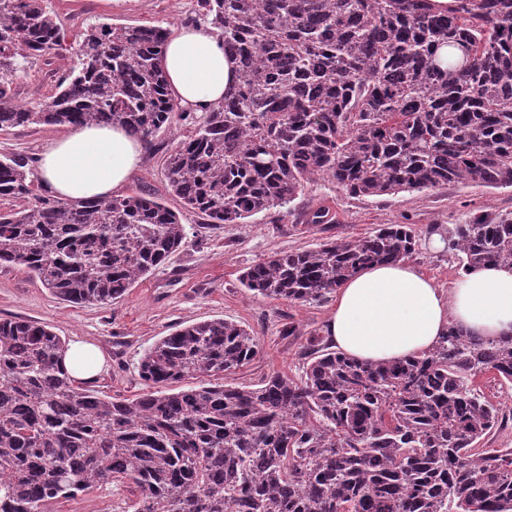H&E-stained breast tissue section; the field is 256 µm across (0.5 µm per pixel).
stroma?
Instances as JSON below:
<instances>
[{"mask_svg": "<svg viewBox=\"0 0 512 512\" xmlns=\"http://www.w3.org/2000/svg\"><path fill=\"white\" fill-rule=\"evenodd\" d=\"M68 34L83 26L108 22L116 25L189 24L195 0H47ZM68 66L67 60L34 63L15 79V100L25 104L49 96ZM59 126H25L0 131V156L13 153L36 157L46 140L62 134ZM181 130L172 127L158 134L160 148L145 153L128 190L166 195L164 159ZM325 206L332 223L306 224L302 213ZM512 213V189L442 186L392 196L353 198L334 183L321 180L308 186L294 204L244 224H228L185 244L152 275L139 280L109 306L78 305L55 297L33 274L12 265H0V320H35L49 325L65 341L77 339L97 346L106 366L94 388L103 395L134 398L143 382L138 374L146 349L176 329L213 319H226L252 329L261 352L250 365L234 374L235 384L251 386L266 375L283 372L299 376L305 335L325 333L334 299L298 304L257 296L242 288L239 276L259 259L276 251L303 250L325 240H356L379 224H410L419 232V249L411 262L450 288L457 279L455 263L446 250L429 245L431 225L447 233L453 225L485 212ZM298 335L285 336L286 324ZM124 489L108 487L73 500H61L52 512H129Z\"/></svg>", "mask_w": 512, "mask_h": 512, "instance_id": "1", "label": "stroma"}]
</instances>
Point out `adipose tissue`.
<instances>
[{
  "label": "adipose tissue",
  "mask_w": 512,
  "mask_h": 512,
  "mask_svg": "<svg viewBox=\"0 0 512 512\" xmlns=\"http://www.w3.org/2000/svg\"><path fill=\"white\" fill-rule=\"evenodd\" d=\"M160 67L179 106L200 114L235 79L222 36L202 22L173 28ZM144 152L121 126L87 125L47 140L36 166L54 197L103 199L127 186ZM452 325L484 338L512 335V268H479L446 293L408 263L365 268L338 288L327 334L349 357L388 361L419 355Z\"/></svg>",
  "instance_id": "1"
}]
</instances>
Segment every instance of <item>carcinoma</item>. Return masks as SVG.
Masks as SVG:
<instances>
[{
    "mask_svg": "<svg viewBox=\"0 0 512 512\" xmlns=\"http://www.w3.org/2000/svg\"><path fill=\"white\" fill-rule=\"evenodd\" d=\"M44 3L0 0V130L120 123L151 147L183 123L165 177L208 220L197 235L286 207L321 179L354 198L512 188V0H197L236 64L201 115L177 105L160 68L168 29L102 22L70 43ZM69 55L54 93L15 103L25 65ZM0 202V264L71 303L112 304L187 239L163 197L62 201L20 154L0 157ZM446 245L459 275L512 267V213L457 224ZM418 246L410 225L383 224L277 252L239 282L320 303ZM306 349L300 377L240 387L222 379L258 357L256 336L197 322L150 347L145 391L118 399L76 385L48 326L0 321V512H49L112 484L131 488L133 512H512V447L482 445L512 416L476 386L490 374L512 389V336L450 325L429 351L381 363L315 333Z\"/></svg>",
    "mask_w": 512,
    "mask_h": 512,
    "instance_id": "obj_1",
    "label": "carcinoma"
}]
</instances>
